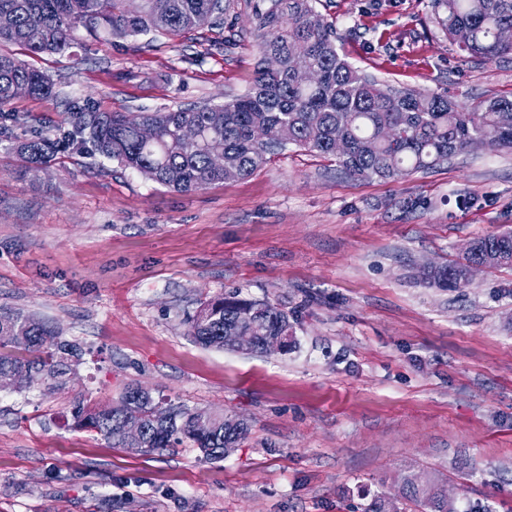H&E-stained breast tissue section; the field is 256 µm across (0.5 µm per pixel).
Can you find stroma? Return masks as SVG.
Here are the masks:
<instances>
[{
	"label": "stroma",
	"mask_w": 512,
	"mask_h": 512,
	"mask_svg": "<svg viewBox=\"0 0 512 512\" xmlns=\"http://www.w3.org/2000/svg\"><path fill=\"white\" fill-rule=\"evenodd\" d=\"M269 0H226L183 37L89 40L64 54L2 43L53 92L0 110V308L59 326L83 355L51 393L0 391V512H362L405 475L512 512V267L464 288L426 264L512 230V150H475L395 180L352 178L287 147L252 175L178 193L85 143L70 110L216 105L253 87ZM351 65L467 102L512 93V56L463 57L433 0H313ZM66 139L49 164L20 152ZM224 294L287 311L284 353L205 348L187 314ZM140 385L246 419L220 461L140 452L70 427L73 401Z\"/></svg>",
	"instance_id": "1"
}]
</instances>
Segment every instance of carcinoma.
<instances>
[{"label": "carcinoma", "mask_w": 512, "mask_h": 512, "mask_svg": "<svg viewBox=\"0 0 512 512\" xmlns=\"http://www.w3.org/2000/svg\"><path fill=\"white\" fill-rule=\"evenodd\" d=\"M439 24L448 38L469 57L493 62L512 54V43L499 38L512 28V0H435ZM209 17L214 26L223 20V0H143L132 13L126 0H0V43L20 45L33 54H61L78 44V32L93 39L107 32L115 37L161 34L178 37L197 28L194 19ZM260 67L253 88L221 105L194 106L168 112H83L74 114L86 140L107 158L120 162L147 179L190 193L227 179L211 165L215 151L224 153L244 178L266 165L285 147L280 139L288 128V144L336 160L353 178L393 179L433 169L487 139L512 148V94L494 95L457 104L448 91L421 93L383 85L363 74L337 51L332 25L318 15L312 0H271L256 12L254 28ZM275 55L279 67H265ZM314 73L315 81L301 85L295 74ZM29 87V96H47L53 84L41 72L11 55L0 54V108L16 98L15 88ZM150 125L155 139L146 142L139 129ZM185 125H194L200 139L187 143ZM348 143L346 154L335 152L336 140ZM29 158L48 162L57 144L39 138L22 145ZM477 250L435 268L428 283L464 288V269L476 259H512V232L476 240ZM189 335L206 348H224V337L235 328L249 329L262 343L292 329L288 312L265 301L235 296L216 297L188 318ZM0 336L21 350L0 353V374L28 372L53 389H62L81 360V350L61 338L58 327L30 314L0 310ZM139 387L129 386L115 405L78 402L72 425L93 432L115 447L169 448L184 442L208 460L224 459V445L235 446L249 426L224 431V420L204 421L197 410L178 407L154 395L137 398ZM134 399L143 415L145 433L138 442L121 433L125 401ZM401 497L414 512H460L454 499L435 479L421 482L409 476Z\"/></svg>", "instance_id": "carcinoma-1"}]
</instances>
